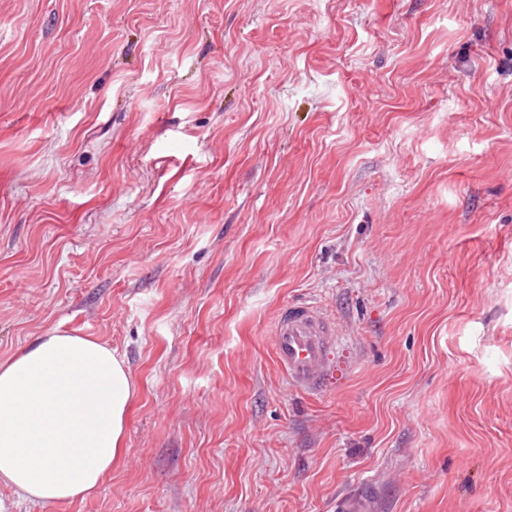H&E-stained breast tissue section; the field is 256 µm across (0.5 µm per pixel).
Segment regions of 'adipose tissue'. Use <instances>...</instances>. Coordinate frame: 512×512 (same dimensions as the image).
I'll use <instances>...</instances> for the list:
<instances>
[{
	"instance_id": "ef3b65f1",
	"label": "adipose tissue",
	"mask_w": 512,
	"mask_h": 512,
	"mask_svg": "<svg viewBox=\"0 0 512 512\" xmlns=\"http://www.w3.org/2000/svg\"><path fill=\"white\" fill-rule=\"evenodd\" d=\"M135 383L91 337L52 331L0 361V485L32 502L96 493L126 454Z\"/></svg>"
}]
</instances>
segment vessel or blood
<instances>
[{"label": "vessel or blood", "mask_w": 512, "mask_h": 512, "mask_svg": "<svg viewBox=\"0 0 512 512\" xmlns=\"http://www.w3.org/2000/svg\"><path fill=\"white\" fill-rule=\"evenodd\" d=\"M339 332L336 323L312 301L288 306L274 328L277 364L295 389L318 394L331 388L339 376L334 358Z\"/></svg>", "instance_id": "1"}]
</instances>
